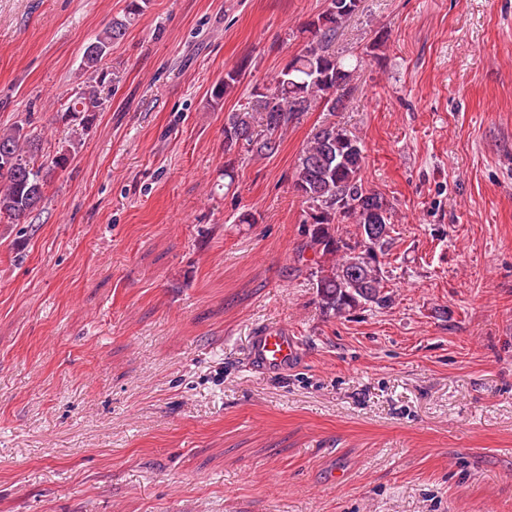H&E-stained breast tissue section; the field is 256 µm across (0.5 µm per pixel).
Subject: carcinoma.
Here are the masks:
<instances>
[{
	"label": "carcinoma",
	"mask_w": 512,
	"mask_h": 512,
	"mask_svg": "<svg viewBox=\"0 0 512 512\" xmlns=\"http://www.w3.org/2000/svg\"><path fill=\"white\" fill-rule=\"evenodd\" d=\"M147 4L148 0H127L123 14L85 44L80 71L89 74V80L64 110L81 132L74 133L51 158H43L24 125L0 128L1 224H13L38 209L46 198L49 173L66 169L78 152L82 132L103 109L99 86L106 73L100 71L101 63L112 44L144 15ZM346 4L347 0H326L324 10L306 22L304 32L311 38L300 52L224 119V177L234 178L230 158L243 150L259 157L275 154L288 127L304 113L316 107L328 112L346 107L361 67L360 60L352 61L333 49L342 23L355 14ZM243 68L240 64L224 71V78L213 86L211 107L223 105L224 98L237 89ZM364 159V146L356 135L328 124L312 132L294 172L293 189L308 204L304 248L319 256L312 271L318 303L333 316L367 305L383 308L391 300L375 249L391 244L392 214L384 197L364 186ZM346 223L356 225L352 241L338 234L339 225Z\"/></svg>",
	"instance_id": "cac0c4a2"
}]
</instances>
